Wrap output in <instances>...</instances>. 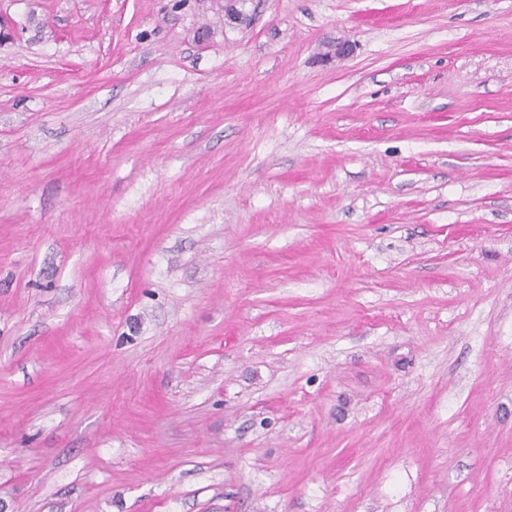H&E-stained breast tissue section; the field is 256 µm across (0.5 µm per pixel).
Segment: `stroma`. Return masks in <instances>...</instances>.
<instances>
[{
  "mask_svg": "<svg viewBox=\"0 0 512 512\" xmlns=\"http://www.w3.org/2000/svg\"><path fill=\"white\" fill-rule=\"evenodd\" d=\"M229 7L0 0V512H512V0Z\"/></svg>",
  "mask_w": 512,
  "mask_h": 512,
  "instance_id": "obj_1",
  "label": "stroma"
}]
</instances>
